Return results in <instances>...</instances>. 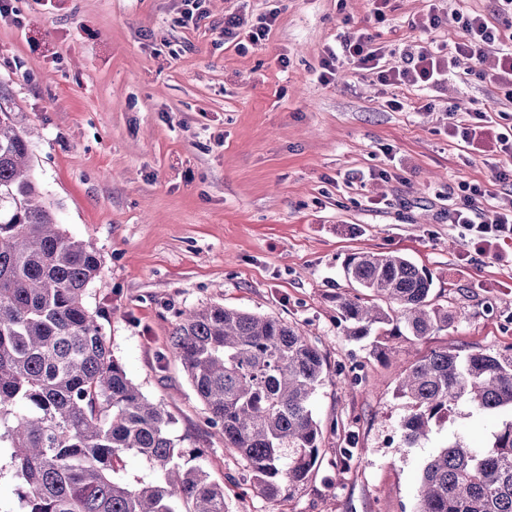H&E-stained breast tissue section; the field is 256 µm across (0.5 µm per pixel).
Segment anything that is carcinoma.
<instances>
[{"label": "carcinoma", "mask_w": 512, "mask_h": 512, "mask_svg": "<svg viewBox=\"0 0 512 512\" xmlns=\"http://www.w3.org/2000/svg\"><path fill=\"white\" fill-rule=\"evenodd\" d=\"M31 132L0 83V479L16 482L17 512H230L224 486L181 462L171 414L148 399L114 357L106 312L89 287L102 261L40 201ZM345 276L360 294L336 296L347 335L375 328L422 340L448 329L431 299V274L391 252H357ZM171 347L214 434L249 465L259 491L303 484L317 466L322 430L312 401L325 359L282 319L209 305L180 313ZM409 413L408 448L464 406L512 410V348L414 359L398 385ZM135 456L156 473L119 476ZM417 512H512V419L485 446L458 438L433 452Z\"/></svg>", "instance_id": "cac0c4a2"}]
</instances>
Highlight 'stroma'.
Wrapping results in <instances>:
<instances>
[{"label":"stroma","mask_w":512,"mask_h":512,"mask_svg":"<svg viewBox=\"0 0 512 512\" xmlns=\"http://www.w3.org/2000/svg\"><path fill=\"white\" fill-rule=\"evenodd\" d=\"M9 0L0 15V81L36 126L33 168L64 229L101 256L91 307L112 355L165 404L186 461L224 486L230 512H416L423 465L458 437L486 445L512 411L459 408L427 440L403 445L405 356L498 352L512 345V248L475 252L452 221L460 184L481 182L494 217L507 190L495 138L512 106L489 83L449 79L420 91L351 64L318 81L326 46L366 32L398 52L462 38L458 13L496 26L493 0ZM277 11L241 50L224 17ZM402 102L391 109L389 100ZM485 108L478 146L449 128ZM395 252L433 276L447 330L420 341L347 336L336 296L346 258ZM219 303L297 325L329 378L313 413L322 459L301 487L260 494L206 414L170 346L180 311ZM391 352L379 356L377 345ZM353 449L344 460V449Z\"/></svg>","instance_id":"obj_1"}]
</instances>
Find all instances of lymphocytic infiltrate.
<instances>
[{
    "mask_svg": "<svg viewBox=\"0 0 512 512\" xmlns=\"http://www.w3.org/2000/svg\"><path fill=\"white\" fill-rule=\"evenodd\" d=\"M463 37L455 45L433 41L418 53L406 54L400 64L386 66L385 48L368 33L344 38L338 48L328 49L321 61L319 79H335L340 63L348 62L375 74L387 85H408L418 90L434 88L450 75L493 83L506 102L512 103V34L500 30L481 14L461 18ZM487 190L482 183L465 184L456 197L453 221L464 227L475 251L512 241V195L498 205L493 220L482 218Z\"/></svg>",
    "mask_w": 512,
    "mask_h": 512,
    "instance_id": "1",
    "label": "lymphocytic infiltrate"
}]
</instances>
